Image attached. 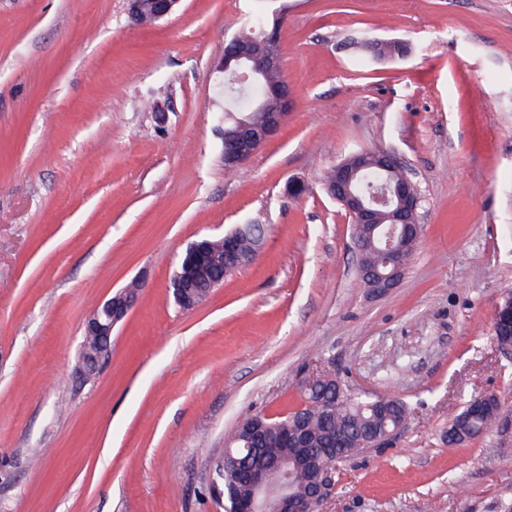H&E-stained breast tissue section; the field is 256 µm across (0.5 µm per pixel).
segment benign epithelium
Segmentation results:
<instances>
[{
    "instance_id": "obj_1",
    "label": "benign epithelium",
    "mask_w": 512,
    "mask_h": 512,
    "mask_svg": "<svg viewBox=\"0 0 512 512\" xmlns=\"http://www.w3.org/2000/svg\"><path fill=\"white\" fill-rule=\"evenodd\" d=\"M127 2L129 15L135 23L147 26L172 14L181 0ZM226 57L236 61V68L231 71V84L241 88L255 77L279 69V59L269 36L244 44L233 43L226 51ZM290 102V90L284 82L280 84L278 92L262 105L263 123L252 124L245 117L236 119L224 135V141L230 147L226 154L227 171L249 160L278 133L288 116ZM372 167L397 173L399 183L384 182L365 198L354 191L353 184L363 171ZM325 190L344 207L352 223L366 228V234L355 243L356 251L362 254L381 246L383 267L358 263L359 281L375 293H384L396 287L421 235L419 209L422 196L416 183L402 170L393 154L363 151L356 155L355 163L336 165V180L325 183ZM246 231L251 233L253 229L240 226L222 237V264L211 270L207 279V294L224 283V275L248 266L258 255L261 249L259 245L249 254L240 251L239 240ZM208 243L207 237L192 242L171 279L169 290L176 305L182 309H192L206 298V294H195L192 289L195 280L205 274ZM137 298L138 289L129 286L115 292L93 311L84 327L81 348H86L88 340L94 336L99 351L96 354L82 352L77 368L80 377L89 379L96 375L102 359L110 350L113 329L125 320ZM511 332L512 304L503 303L497 307L493 333L505 336ZM270 429L271 425L264 418L243 421L235 441L225 445L224 462L235 466L243 461L248 463L245 482L251 489L250 494L231 499V506L225 508V512H266L265 504L271 498L277 500V512H320L335 486L332 465L323 461L325 449L307 448L299 439L285 441L286 447L293 449V460H300L304 464L318 463L315 477L304 489L295 491L292 489L294 472L290 470L288 461L271 458L259 448Z\"/></svg>"
}]
</instances>
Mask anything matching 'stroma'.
<instances>
[{
    "instance_id": "35a3bbf8",
    "label": "stroma",
    "mask_w": 512,
    "mask_h": 512,
    "mask_svg": "<svg viewBox=\"0 0 512 512\" xmlns=\"http://www.w3.org/2000/svg\"><path fill=\"white\" fill-rule=\"evenodd\" d=\"M258 12L283 20L293 103L229 175L216 66ZM372 40L407 51L360 65ZM378 150L423 202L375 294L323 175ZM242 224L263 227L256 259L177 306L186 247ZM136 281L79 378L86 320ZM510 296L512 0H182L149 27L126 0H0V512H224L206 486L228 438L318 371L411 412L337 463L322 512H512ZM484 393L500 425L449 446Z\"/></svg>"
}]
</instances>
